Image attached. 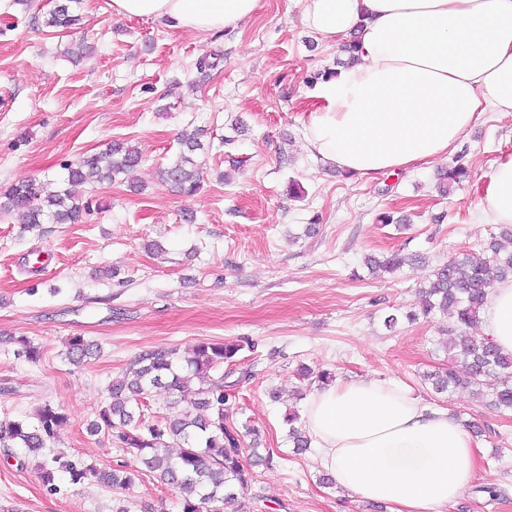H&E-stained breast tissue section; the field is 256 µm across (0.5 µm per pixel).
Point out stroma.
I'll use <instances>...</instances> for the list:
<instances>
[{
  "instance_id": "stroma-1",
  "label": "stroma",
  "mask_w": 512,
  "mask_h": 512,
  "mask_svg": "<svg viewBox=\"0 0 512 512\" xmlns=\"http://www.w3.org/2000/svg\"><path fill=\"white\" fill-rule=\"evenodd\" d=\"M110 0H79V22L53 31L43 19L56 0H7L0 9V191L31 178L57 180L63 163L115 140L143 161L129 180L85 190L80 224L24 230L0 217V420L23 419L50 403L70 415L42 453L0 452V512H113L111 491L57 473L44 486L37 467L57 452L99 468L136 466L107 435H90L112 380L147 349L189 354L200 342L241 344L229 420L257 427L272 465L253 466L256 512H392L339 486L322 484L313 451H295L288 414H301L315 389L301 368L335 380L395 381L457 421L486 426L473 485L445 512H512V414L466 391L434 393L424 373L446 366V320L410 322L420 285L434 266L486 246L495 225L479 208L493 164L512 155V113L487 112L447 156L377 178L340 176L305 147L315 73L335 67L341 48L300 23V0H260L233 31L196 35L168 23L113 14ZM92 46L73 61L75 40ZM216 61L201 71L200 59ZM198 130L200 192L174 193L157 167ZM462 160L469 176L448 195L437 174ZM193 211L194 222L182 215ZM405 217L379 223L381 213ZM418 253L425 263L370 273L365 255ZM113 267L117 278L97 277ZM401 317L387 331L389 314ZM97 343L80 365L68 339ZM40 346L31 363L16 339ZM504 495L490 499L481 488ZM180 494L140 476L130 512Z\"/></svg>"
}]
</instances>
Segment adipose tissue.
<instances>
[{"label":"adipose tissue","mask_w":512,"mask_h":512,"mask_svg":"<svg viewBox=\"0 0 512 512\" xmlns=\"http://www.w3.org/2000/svg\"><path fill=\"white\" fill-rule=\"evenodd\" d=\"M322 41H357L355 65L319 83L305 139L325 165L362 177L409 170L455 148L486 111L512 112V0H301ZM259 0H111L120 17L165 19L206 35L235 29ZM480 208L512 224V157L497 161ZM487 336L512 354V280L491 289ZM320 466L394 512H439L472 483L477 446L446 410L390 380L316 388L304 412Z\"/></svg>","instance_id":"ef3b65f1"}]
</instances>
